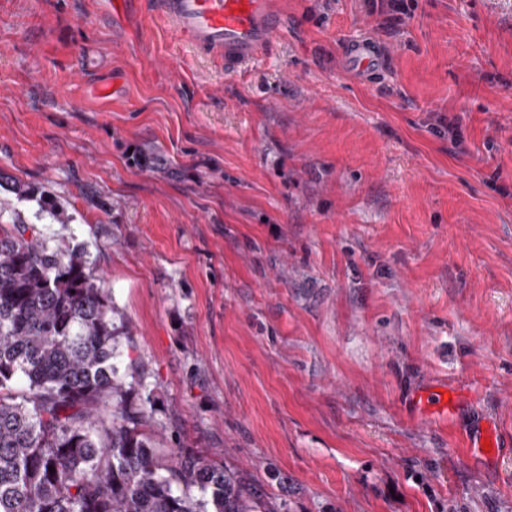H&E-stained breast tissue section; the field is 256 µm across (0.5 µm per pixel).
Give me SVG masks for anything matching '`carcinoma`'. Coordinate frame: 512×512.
Listing matches in <instances>:
<instances>
[{
    "instance_id": "cac0c4a2",
    "label": "carcinoma",
    "mask_w": 512,
    "mask_h": 512,
    "mask_svg": "<svg viewBox=\"0 0 512 512\" xmlns=\"http://www.w3.org/2000/svg\"><path fill=\"white\" fill-rule=\"evenodd\" d=\"M0 174V512H254L239 474L157 446L146 363L84 247L24 218L69 224L38 187Z\"/></svg>"
}]
</instances>
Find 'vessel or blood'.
<instances>
[{
	"label": "vessel or blood",
	"instance_id": "vessel-or-blood-1",
	"mask_svg": "<svg viewBox=\"0 0 512 512\" xmlns=\"http://www.w3.org/2000/svg\"><path fill=\"white\" fill-rule=\"evenodd\" d=\"M137 10L171 21L175 35L197 51L223 58L234 72L270 54L282 29L272 0H129ZM345 61L356 72L373 75L378 44L371 38L345 42Z\"/></svg>",
	"mask_w": 512,
	"mask_h": 512
}]
</instances>
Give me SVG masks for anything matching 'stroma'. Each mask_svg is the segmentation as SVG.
Instances as JSON below:
<instances>
[{"instance_id":"obj_1","label":"stroma","mask_w":512,"mask_h":512,"mask_svg":"<svg viewBox=\"0 0 512 512\" xmlns=\"http://www.w3.org/2000/svg\"><path fill=\"white\" fill-rule=\"evenodd\" d=\"M279 2L228 74L114 0H0V170L73 215L47 232L104 272L155 419L258 512H512V0ZM345 61L356 72L371 76L374 74L378 61V44L371 38H359L345 42L343 48Z\"/></svg>"}]
</instances>
